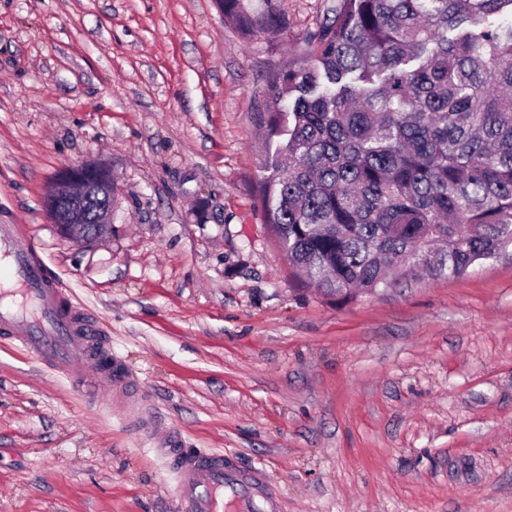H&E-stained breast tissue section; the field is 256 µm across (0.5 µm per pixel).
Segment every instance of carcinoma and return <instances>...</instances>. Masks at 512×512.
I'll use <instances>...</instances> for the list:
<instances>
[{"mask_svg": "<svg viewBox=\"0 0 512 512\" xmlns=\"http://www.w3.org/2000/svg\"><path fill=\"white\" fill-rule=\"evenodd\" d=\"M219 4L245 37L288 34L278 0ZM267 97L257 200L322 294L461 278L512 245V0H331Z\"/></svg>", "mask_w": 512, "mask_h": 512, "instance_id": "carcinoma-1", "label": "carcinoma"}]
</instances>
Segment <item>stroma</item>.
I'll use <instances>...</instances> for the list:
<instances>
[{"mask_svg":"<svg viewBox=\"0 0 512 512\" xmlns=\"http://www.w3.org/2000/svg\"><path fill=\"white\" fill-rule=\"evenodd\" d=\"M327 5L281 0L274 42L213 0H0V224L126 375L82 392L0 337V512H176L164 448L258 469L279 512H512V247L344 303L258 206L265 76ZM87 161L118 202L83 246L45 197Z\"/></svg>","mask_w":512,"mask_h":512,"instance_id":"stroma-1","label":"stroma"}]
</instances>
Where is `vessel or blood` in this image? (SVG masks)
Returning <instances> with one entry per match:
<instances>
[{"label":"vessel or blood","instance_id":"obj_1","mask_svg":"<svg viewBox=\"0 0 512 512\" xmlns=\"http://www.w3.org/2000/svg\"><path fill=\"white\" fill-rule=\"evenodd\" d=\"M0 252L8 257L6 274L17 287L10 301L0 300V331L66 379L81 381L83 388L101 381L121 384L98 328L46 273L19 225H0ZM172 483L178 512H224L229 499L241 502L247 512H277L257 477L220 452L184 456Z\"/></svg>","mask_w":512,"mask_h":512}]
</instances>
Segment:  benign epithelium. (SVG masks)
I'll list each match as a JSON object with an SVG mask.
<instances>
[{
  "label": "benign epithelium",
  "instance_id": "obj_1",
  "mask_svg": "<svg viewBox=\"0 0 512 512\" xmlns=\"http://www.w3.org/2000/svg\"><path fill=\"white\" fill-rule=\"evenodd\" d=\"M115 191L109 167L96 162L66 166L47 191L49 218L62 236L77 244L109 238Z\"/></svg>",
  "mask_w": 512,
  "mask_h": 512
}]
</instances>
